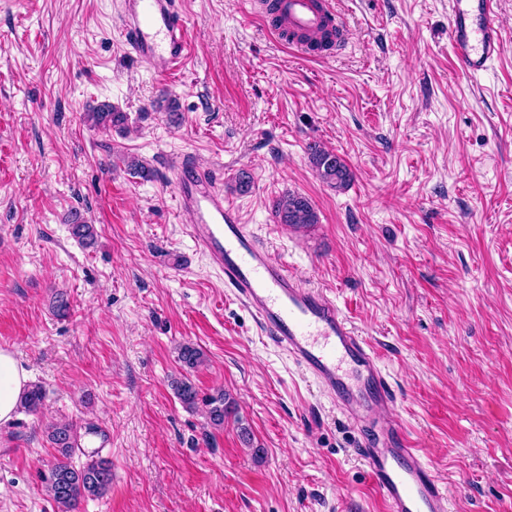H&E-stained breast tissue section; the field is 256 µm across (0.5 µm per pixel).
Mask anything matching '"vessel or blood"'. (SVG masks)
I'll return each instance as SVG.
<instances>
[{
	"label": "vessel or blood",
	"instance_id": "obj_1",
	"mask_svg": "<svg viewBox=\"0 0 512 512\" xmlns=\"http://www.w3.org/2000/svg\"><path fill=\"white\" fill-rule=\"evenodd\" d=\"M247 3L258 19L268 6H276L289 31L297 34L345 27L336 0ZM449 24L461 72L479 75L500 56L504 37L494 0H451ZM120 35L129 51L149 61L163 78L184 68L193 53L180 0H123ZM175 169L178 205L192 219L189 236L261 331L350 415L393 407V391L375 353L335 300L304 284L262 245L239 209L225 201L213 171L186 159ZM355 453L389 512H448L446 489L398 419L361 432Z\"/></svg>",
	"mask_w": 512,
	"mask_h": 512
}]
</instances>
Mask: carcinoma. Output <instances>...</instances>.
I'll return each mask as SVG.
<instances>
[{"instance_id":"carcinoma-1","label":"carcinoma","mask_w":512,"mask_h":512,"mask_svg":"<svg viewBox=\"0 0 512 512\" xmlns=\"http://www.w3.org/2000/svg\"><path fill=\"white\" fill-rule=\"evenodd\" d=\"M85 120L93 127H113L121 130L127 125L126 113L117 112L106 104L86 113ZM308 154L318 176L328 186L342 190L352 181L351 169L334 151L325 149L318 143H311L308 145ZM121 162L131 174L143 180L148 181L154 176L153 169L135 156H123ZM275 216L280 223L294 229H307L319 223L318 214L310 200L298 193H289L279 199L275 205ZM68 222L73 236L81 243L91 245L95 242V225L88 223L80 211H71ZM178 361L186 370V374L172 382L180 403L189 410L204 406L207 424L213 429L224 428L225 419L234 410V401L222 389L203 399L199 398L195 384L187 376V373L203 364L202 351L193 344H183L178 350ZM43 401L42 386L31 383L22 397L20 410L36 413L42 407ZM47 437L57 456L48 473L43 475V483L46 493L60 512H77L81 500L107 493L112 485V463L101 457L97 451L83 450V434L73 422L60 420L50 424ZM78 451L85 457V461L76 467L71 459Z\"/></svg>"}]
</instances>
